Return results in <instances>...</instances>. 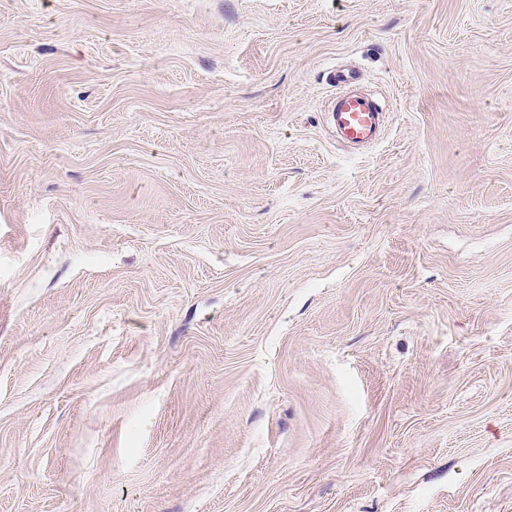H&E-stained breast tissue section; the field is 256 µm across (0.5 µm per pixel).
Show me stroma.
<instances>
[{
	"label": "stroma",
	"instance_id": "obj_1",
	"mask_svg": "<svg viewBox=\"0 0 512 512\" xmlns=\"http://www.w3.org/2000/svg\"><path fill=\"white\" fill-rule=\"evenodd\" d=\"M0 512H512V0H0ZM333 83L340 88L329 110V122L336 138L345 144H374L384 137L385 113L378 100L370 94H353L342 89L353 79L350 73L335 72Z\"/></svg>",
	"mask_w": 512,
	"mask_h": 512
}]
</instances>
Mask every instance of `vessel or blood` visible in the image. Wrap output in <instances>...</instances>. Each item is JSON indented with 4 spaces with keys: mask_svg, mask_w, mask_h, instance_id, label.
Wrapping results in <instances>:
<instances>
[{
    "mask_svg": "<svg viewBox=\"0 0 512 512\" xmlns=\"http://www.w3.org/2000/svg\"><path fill=\"white\" fill-rule=\"evenodd\" d=\"M338 91L329 110V122L337 139L345 144H374L384 137L385 113L378 100L369 94H354L344 86L352 80L351 74H332Z\"/></svg>",
    "mask_w": 512,
    "mask_h": 512,
    "instance_id": "1",
    "label": "vessel or blood"
}]
</instances>
